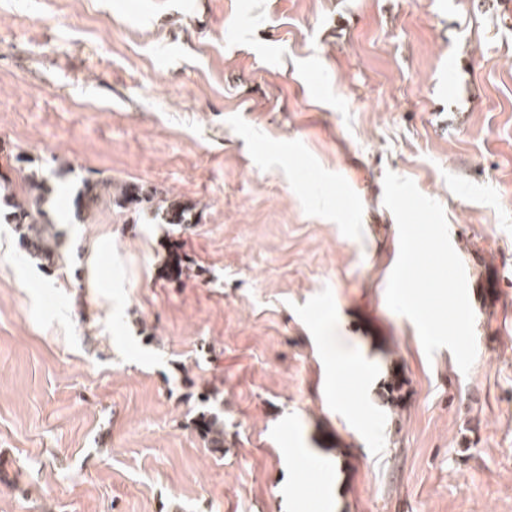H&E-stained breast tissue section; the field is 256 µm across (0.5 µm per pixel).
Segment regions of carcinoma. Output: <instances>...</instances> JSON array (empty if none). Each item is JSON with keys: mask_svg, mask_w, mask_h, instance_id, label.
Returning <instances> with one entry per match:
<instances>
[{"mask_svg": "<svg viewBox=\"0 0 512 512\" xmlns=\"http://www.w3.org/2000/svg\"><path fill=\"white\" fill-rule=\"evenodd\" d=\"M51 176L36 169L21 178L20 190L11 194L8 206L11 211L6 219L19 226L21 239L26 248L49 265L56 263L60 254L46 236L49 223L44 205L53 193L49 186ZM155 193L142 185L122 183L116 187L107 180L83 178L75 188V218L85 224L93 220L98 212L108 206L117 208L138 207L144 203L155 205L154 213L166 224L192 223V209L178 201L164 199L154 204Z\"/></svg>", "mask_w": 512, "mask_h": 512, "instance_id": "1", "label": "carcinoma"}]
</instances>
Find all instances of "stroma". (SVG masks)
<instances>
[{
    "instance_id": "stroma-1",
    "label": "stroma",
    "mask_w": 512,
    "mask_h": 512,
    "mask_svg": "<svg viewBox=\"0 0 512 512\" xmlns=\"http://www.w3.org/2000/svg\"><path fill=\"white\" fill-rule=\"evenodd\" d=\"M27 165L64 263L0 221V512H512L501 0H0V203ZM389 171L470 273L469 372L386 304ZM83 177L193 221L79 223ZM154 213L160 215L165 224L192 223V209L178 200H161L157 203Z\"/></svg>"
}]
</instances>
